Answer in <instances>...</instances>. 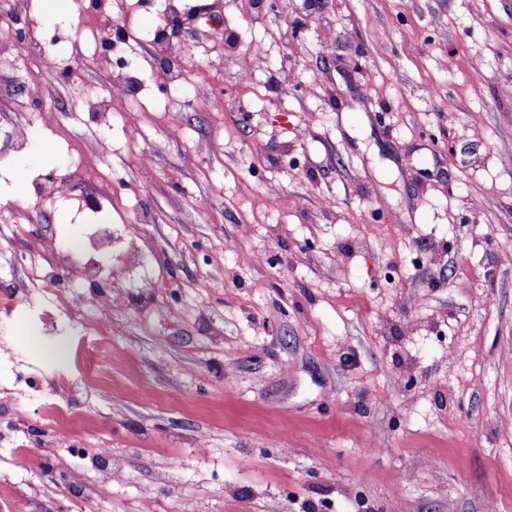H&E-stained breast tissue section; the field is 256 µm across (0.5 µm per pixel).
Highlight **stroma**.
<instances>
[{"label":"stroma","instance_id":"1","mask_svg":"<svg viewBox=\"0 0 512 512\" xmlns=\"http://www.w3.org/2000/svg\"><path fill=\"white\" fill-rule=\"evenodd\" d=\"M8 2L0 512H512V0ZM113 238L106 227L96 228L83 245L76 251L69 253L62 267L60 278L68 280H90L98 273L95 255L112 248Z\"/></svg>","mask_w":512,"mask_h":512}]
</instances>
